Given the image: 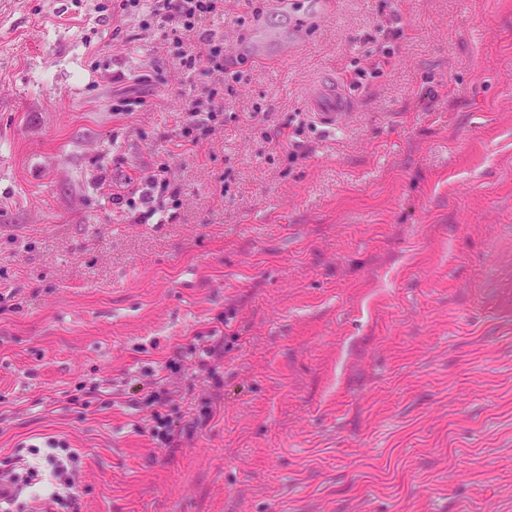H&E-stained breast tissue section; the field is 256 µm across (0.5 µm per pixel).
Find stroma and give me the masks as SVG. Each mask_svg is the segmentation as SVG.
Returning a JSON list of instances; mask_svg holds the SVG:
<instances>
[{"instance_id":"1","label":"stroma","mask_w":512,"mask_h":512,"mask_svg":"<svg viewBox=\"0 0 512 512\" xmlns=\"http://www.w3.org/2000/svg\"><path fill=\"white\" fill-rule=\"evenodd\" d=\"M114 3L0 0V458L78 449L82 512H512V0H224L194 147L217 80ZM160 166L156 217L113 204ZM210 336L164 447L140 396ZM250 38L259 48L272 50L279 56H288L292 50L288 38L276 30L256 29ZM350 100L348 91L336 79L327 77L310 92L307 109L314 112L323 126L335 129L351 114ZM215 92L214 89L208 90L207 95L203 96H193L188 102V112L187 114L194 119V124L196 125L199 122V116L204 113L206 114V120L208 121H216L219 116L218 113L224 112L223 106H216L214 104ZM205 98V99H204ZM205 102L207 103V110L205 111ZM212 410H208L203 416L198 415L192 418L187 424L180 425L178 422L171 421L170 419H163L160 421V426L153 430L152 436L157 438L167 448H176L179 445L180 439L183 437H191L194 432L203 427L211 416Z\"/></svg>"}]
</instances>
